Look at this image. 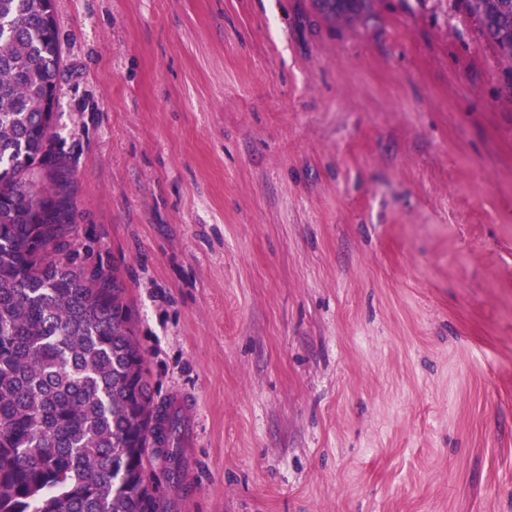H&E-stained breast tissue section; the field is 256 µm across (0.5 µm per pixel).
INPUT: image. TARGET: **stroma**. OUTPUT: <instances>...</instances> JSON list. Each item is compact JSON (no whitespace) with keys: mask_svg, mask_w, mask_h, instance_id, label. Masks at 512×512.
Segmentation results:
<instances>
[{"mask_svg":"<svg viewBox=\"0 0 512 512\" xmlns=\"http://www.w3.org/2000/svg\"><path fill=\"white\" fill-rule=\"evenodd\" d=\"M53 147L171 512H512V75L464 0H54ZM320 10L328 19H346L355 15L360 9V0H317ZM183 420V424H182ZM169 430L172 435H175L179 430V425L182 424L179 432V444L184 447L193 445L194 439L197 435V427L195 421H191L189 417H182L181 411L173 409L168 416Z\"/></svg>","mask_w":512,"mask_h":512,"instance_id":"35a3bbf8","label":"stroma"}]
</instances>
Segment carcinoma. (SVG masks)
Masks as SVG:
<instances>
[{
    "instance_id": "carcinoma-1",
    "label": "carcinoma",
    "mask_w": 512,
    "mask_h": 512,
    "mask_svg": "<svg viewBox=\"0 0 512 512\" xmlns=\"http://www.w3.org/2000/svg\"><path fill=\"white\" fill-rule=\"evenodd\" d=\"M331 21L360 0H317ZM512 65L495 29L475 18ZM61 59L35 0H0V512H168L178 448L150 445L157 404L119 277L88 262L50 153Z\"/></svg>"
}]
</instances>
